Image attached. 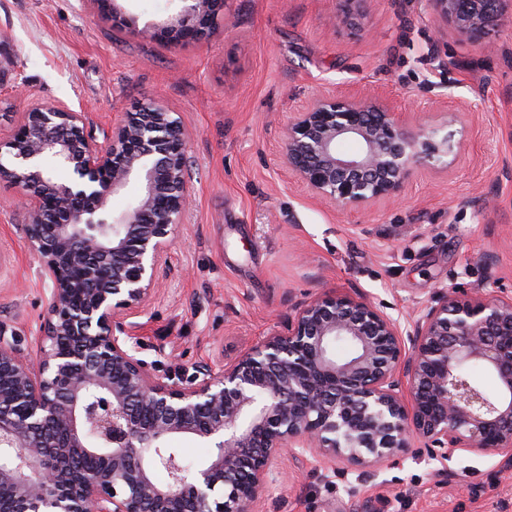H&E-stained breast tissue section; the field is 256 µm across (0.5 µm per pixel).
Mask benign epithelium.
<instances>
[{
  "instance_id": "1",
  "label": "benign epithelium",
  "mask_w": 512,
  "mask_h": 512,
  "mask_svg": "<svg viewBox=\"0 0 512 512\" xmlns=\"http://www.w3.org/2000/svg\"><path fill=\"white\" fill-rule=\"evenodd\" d=\"M473 46L512 22V0H428ZM224 0H188L164 30L196 40ZM288 169L341 211L401 191L414 167L448 163L454 133L409 132L376 93L321 95L281 130ZM178 113L142 105L99 142L83 113L33 105L0 138V184L18 193L30 254L50 283L35 343L0 322V502L8 512H247L277 458L366 471L416 441L440 462L512 447V295L440 288L406 323L360 296L325 292L284 329L216 369L157 374L140 317L160 286L194 194ZM135 181L130 207L112 197ZM347 340L352 355L332 345ZM480 365L489 393L465 374ZM213 452L187 470L169 438ZM95 458L94 469L74 467Z\"/></svg>"
}]
</instances>
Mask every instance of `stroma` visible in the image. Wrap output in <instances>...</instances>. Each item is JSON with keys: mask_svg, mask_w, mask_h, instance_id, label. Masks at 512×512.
<instances>
[{"mask_svg": "<svg viewBox=\"0 0 512 512\" xmlns=\"http://www.w3.org/2000/svg\"><path fill=\"white\" fill-rule=\"evenodd\" d=\"M116 7L0 0V134L34 102L84 113L98 138L152 101L179 113L195 201L140 318L142 358L223 365L328 291L402 320L441 288L512 290V24L486 53L439 27L428 0H361L356 28L337 26L338 0H227L204 39L182 41L145 28L180 0ZM371 91L412 129L451 127L458 147L415 168L397 200L342 212L296 182L280 131L318 95ZM24 221L0 184V321L32 353L50 285ZM277 467L249 512H512V449L442 464L416 444L328 483L314 459Z\"/></svg>", "mask_w": 512, "mask_h": 512, "instance_id": "1", "label": "stroma"}]
</instances>
